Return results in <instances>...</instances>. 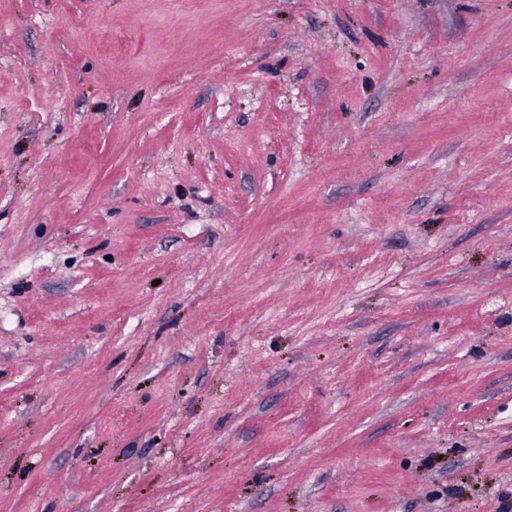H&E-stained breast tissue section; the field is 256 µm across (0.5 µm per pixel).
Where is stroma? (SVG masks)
I'll return each instance as SVG.
<instances>
[{"mask_svg":"<svg viewBox=\"0 0 512 512\" xmlns=\"http://www.w3.org/2000/svg\"><path fill=\"white\" fill-rule=\"evenodd\" d=\"M0 512H512V0H0Z\"/></svg>","mask_w":512,"mask_h":512,"instance_id":"1","label":"stroma"}]
</instances>
